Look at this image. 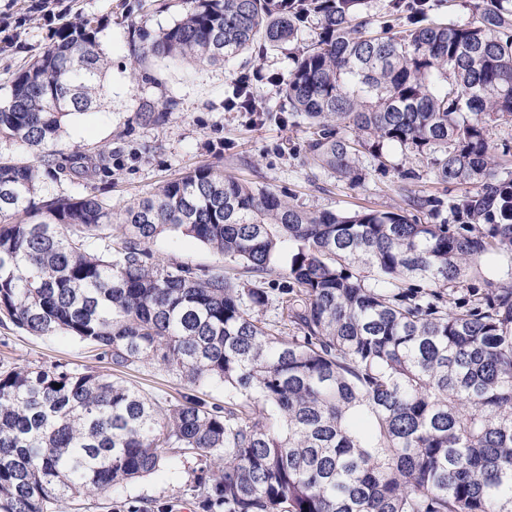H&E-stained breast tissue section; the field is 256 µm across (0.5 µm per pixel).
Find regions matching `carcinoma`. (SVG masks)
Wrapping results in <instances>:
<instances>
[{
    "mask_svg": "<svg viewBox=\"0 0 512 512\" xmlns=\"http://www.w3.org/2000/svg\"><path fill=\"white\" fill-rule=\"evenodd\" d=\"M182 2L172 27L138 30V66L294 43L281 93L314 128L311 163L356 185L360 155L397 145L440 183L473 187L450 204L464 223L305 209L209 165L119 213L43 195L42 169L111 173L48 150L105 69L91 22L64 27L0 99V140L44 149L36 164L0 156V216H24L0 226V314L73 336L117 372L153 362L190 388L220 381L229 402H161L89 366L0 370V512L104 496L168 452L198 464L200 512H512V272L486 265L512 263V147L490 137L512 123V0H468L465 23L435 18L440 0H389L396 26L363 15L367 0ZM262 77L238 80L226 105L279 120ZM172 106L147 103L141 119L163 124ZM162 234L221 262L161 258ZM473 269L489 292L448 305ZM271 306L277 325L255 316Z\"/></svg>",
    "mask_w": 512,
    "mask_h": 512,
    "instance_id": "1",
    "label": "carcinoma"
}]
</instances>
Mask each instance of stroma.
Wrapping results in <instances>:
<instances>
[{
    "instance_id": "stroma-1",
    "label": "stroma",
    "mask_w": 512,
    "mask_h": 512,
    "mask_svg": "<svg viewBox=\"0 0 512 512\" xmlns=\"http://www.w3.org/2000/svg\"><path fill=\"white\" fill-rule=\"evenodd\" d=\"M183 8L182 0H0V20L20 24L16 35L0 37L1 96L8 93L15 72L26 60L52 44L59 29L81 18L97 24V39L108 61L93 107L65 123L52 149L60 160L77 150L93 159L101 152L111 153L112 174L95 175L79 186L67 178H48L44 189L59 196L77 191L95 195L118 212L153 194L167 180L199 166L218 165L242 180L287 192L294 203L316 210L387 209L407 206L415 196L436 194L452 202L465 194V187L440 184L421 157L394 145L386 148L380 161L362 155L359 164L365 177L349 185L310 165L305 145L312 129L303 118L288 115L280 122L258 124L247 113L225 108L232 84L258 68L267 75L256 85L259 95L272 106H283L277 79L291 66L287 47L269 48L260 59L246 52L226 65L184 66L157 58L149 67L150 80H132L133 35L141 28H169ZM165 97L176 101L165 124L152 125L139 118L143 102ZM152 249L191 265L218 260L190 237L162 235ZM51 363L87 365L105 375L112 372L111 365L95 360L80 340L63 333L32 336L0 315V369ZM121 378L153 398H173L185 390L179 376L149 363L124 371ZM193 467V462L175 461L128 485L125 493L145 507L157 501L169 504L171 512H198L188 490Z\"/></svg>"
}]
</instances>
